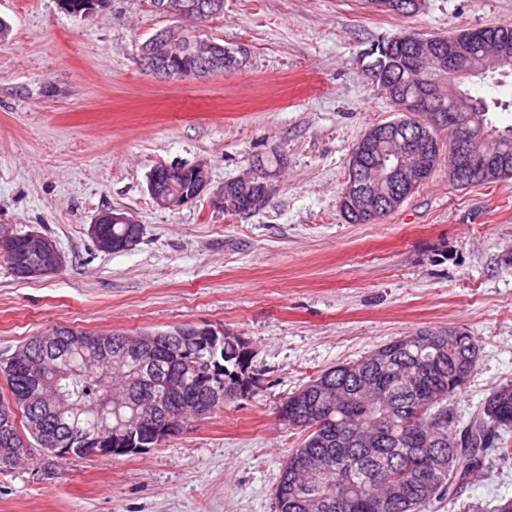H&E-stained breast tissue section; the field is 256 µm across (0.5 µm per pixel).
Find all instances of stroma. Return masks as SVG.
Returning <instances> with one entry per match:
<instances>
[{
	"label": "stroma",
	"instance_id": "1",
	"mask_svg": "<svg viewBox=\"0 0 512 512\" xmlns=\"http://www.w3.org/2000/svg\"><path fill=\"white\" fill-rule=\"evenodd\" d=\"M0 225L50 237L62 268L17 278L0 260V360L58 326L100 333L208 324L248 342L250 397L195 418L135 454L28 459L0 469V512H277L282 466L300 430L278 410L323 371L362 360L418 329L464 328L476 368L460 418L512 383V179L460 188L440 159L431 177L373 224L340 199L355 142L397 119L363 53L512 24V0H424L405 17L364 0H224L195 35L239 50L235 69L160 81L139 45L175 17L149 0H111L91 16L59 0H0ZM284 161L254 213L201 196L160 208L148 175L205 161L213 185L259 156ZM104 209L143 227L133 248L103 253L88 230ZM512 497V461L427 512Z\"/></svg>",
	"mask_w": 512,
	"mask_h": 512
}]
</instances>
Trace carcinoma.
Segmentation results:
<instances>
[{"mask_svg":"<svg viewBox=\"0 0 512 512\" xmlns=\"http://www.w3.org/2000/svg\"><path fill=\"white\" fill-rule=\"evenodd\" d=\"M61 7L71 13L92 15L106 9L110 0H60ZM167 48L178 52L187 69L194 67L195 53L212 49L209 41L200 40L181 30L169 37ZM375 59L369 74L380 71L392 87L388 97L413 87L420 79L407 65L408 53L396 45L384 43L373 51ZM490 76L477 77L460 86L471 107L481 111L489 129L512 140V125L500 128L490 114L512 109V99L487 98L477 87ZM6 258L16 277H22L21 266L33 257L39 241L29 233H11L4 237ZM140 331L135 334H112V362L99 363L96 332L58 326L51 341L69 343L66 357L57 362L25 359L24 352L33 351L44 336L30 337L12 357L0 360L10 394L15 399L26 432L44 451L58 456L57 449L85 455L80 437L93 432V420L83 412L73 411L48 419L44 434L38 436L31 426L40 413L55 408L48 398L46 386L57 382L58 390L69 401L91 404L109 392V386L131 393L133 404L150 402L170 408L171 418L183 429L181 405L197 400L216 387L236 390L243 397L251 393L252 378L244 374L251 359L240 342H226L214 348L198 345L182 354L178 338ZM152 341L153 358L121 357L133 345L143 349ZM478 345L467 330L446 328L420 329L398 336L381 345L363 365L345 363L309 380L288 397L300 395L316 407H297L288 424L307 431L301 445L288 460L314 457L316 466L300 482L292 480L288 465H283L275 491L278 512H424L434 500H453L459 492L485 476L486 458L492 451L498 459L512 458V448L505 436L512 432V384H506L487 397L462 423L451 399L462 390L455 376V363ZM329 380L345 388L347 401L326 408L318 400L317 382ZM8 402L0 399V462L15 449L30 447L24 442L16 423H3ZM139 434L135 445L126 452L159 445L172 433L160 434L152 418L138 420ZM459 432L462 447L456 449L459 468L454 481L448 473L429 471L428 462L448 455V432ZM374 435L376 445L364 448L359 434Z\"/></svg>","mask_w":512,"mask_h":512,"instance_id":"1","label":"carcinoma"}]
</instances>
